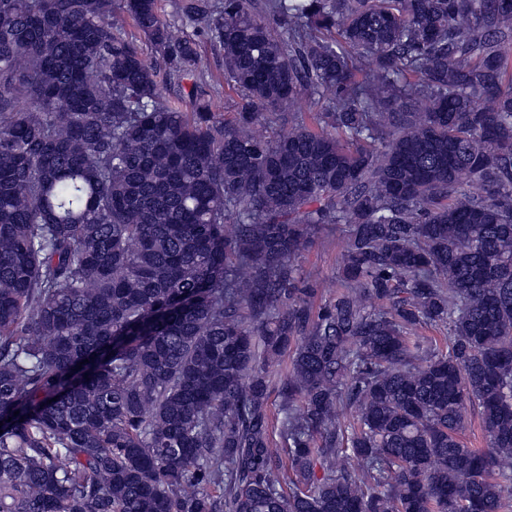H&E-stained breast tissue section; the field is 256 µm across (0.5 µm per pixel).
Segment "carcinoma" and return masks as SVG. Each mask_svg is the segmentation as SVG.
Instances as JSON below:
<instances>
[{
  "label": "carcinoma",
  "instance_id": "carcinoma-1",
  "mask_svg": "<svg viewBox=\"0 0 512 512\" xmlns=\"http://www.w3.org/2000/svg\"><path fill=\"white\" fill-rule=\"evenodd\" d=\"M183 11L0 0V512H512V0ZM184 30L197 43L196 78L214 96L217 105L215 112L224 119V113L236 112L241 102L240 97L224 85V51L206 36L197 34L193 27L187 25ZM336 234L319 240L303 259L304 269L312 273L319 285L318 301L332 298L336 294Z\"/></svg>",
  "mask_w": 512,
  "mask_h": 512
}]
</instances>
